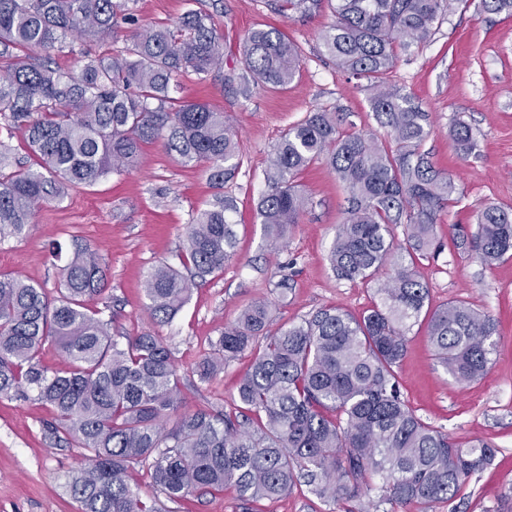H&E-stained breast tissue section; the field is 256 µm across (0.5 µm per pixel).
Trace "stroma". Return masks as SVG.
Returning <instances> with one entry per match:
<instances>
[{
	"label": "stroma",
	"instance_id": "1",
	"mask_svg": "<svg viewBox=\"0 0 512 512\" xmlns=\"http://www.w3.org/2000/svg\"><path fill=\"white\" fill-rule=\"evenodd\" d=\"M213 14L223 36L224 58L242 65V38L252 28L275 26L302 48V63L287 90L257 87L241 94L222 78L189 75L179 79L173 97L207 102L222 109L238 132L240 168L224 190L236 201L231 220L234 254L221 272L193 289L188 303L168 324L151 318L142 289L150 269L164 262L180 266L186 228L194 211L207 207L216 192L202 168L189 167L167 153L162 143L143 146L137 170L108 175L78 186L63 199L44 203L21 236L0 243V275L22 276L56 297L61 286L52 242L64 251L86 244L107 269L105 291L93 308L110 307L112 331L121 336L149 332L170 348L181 378L186 409L231 408L251 353L204 381L197 365L208 355L225 324L251 302H275V324L297 323L334 306L356 316L372 307L376 290L388 280L383 268L368 283L338 279L328 261L337 226L345 216L346 193L331 169L315 162L296 182L309 200L286 246L267 247L256 204L266 189L264 170L281 135L316 107L337 108L344 132L380 140L387 131L370 105V79L338 70L322 55L319 36L333 17L322 11L286 18L266 0H136L139 23L175 24L188 9ZM388 82L409 94L431 122L423 145L435 166L448 173L457 192L436 225L439 253L420 260L418 270L432 306L463 300L492 315L498 324L497 352L482 380L457 384L437 362L426 321L410 331L397 378L407 406L424 422L466 445L480 439L496 446L491 465L472 476L453 500L433 512H512V258L487 266L475 253L456 247L454 226L476 231V216L494 204L512 208V17L484 13L478 0H457L427 42L397 50ZM468 124L475 153L461 155L449 130ZM287 281L288 292L276 285ZM53 414L24 398H0V512H77L64 488L66 475L80 466V451L54 445L45 429ZM169 512H243L236 486L194 494L168 503ZM253 512H342L300 484L274 501L253 503Z\"/></svg>",
	"mask_w": 512,
	"mask_h": 512
}]
</instances>
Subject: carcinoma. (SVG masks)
I'll list each match as a JSON object with an SVG mask.
<instances>
[{
	"label": "carcinoma",
	"instance_id": "1",
	"mask_svg": "<svg viewBox=\"0 0 512 512\" xmlns=\"http://www.w3.org/2000/svg\"><path fill=\"white\" fill-rule=\"evenodd\" d=\"M130 2L0 0V168L9 165L7 141L18 136L36 158L34 168L0 172V240L22 235L43 202L136 169L145 143L160 141L184 165L204 166L220 188L238 170L237 133L224 111L170 96L179 76L223 70V37L212 15L190 9L173 26H140ZM452 2L271 0L288 18L330 9L334 20L320 36L324 52L339 70L371 79L372 110L390 140L343 133L336 112L323 109L289 127L270 154L257 203L264 237L274 249L285 244L306 207L296 176L322 161L348 194L329 253L336 276L367 282L386 264L393 275L360 318L325 307L272 332L273 303L252 302L224 326L198 370L209 380L253 352L233 408L184 409L161 338L144 332L122 343L112 336V319L88 305L106 284L105 266L90 247L66 256L63 291L54 300L19 277L0 276V397L31 395L49 406V439L81 449V467L65 482L78 512H163L159 499L140 495L138 466L149 468L170 502L222 491L228 481L246 503L272 501L304 482L335 504L375 491L382 502L418 503L431 512L492 462L497 449L488 443L462 446L422 422L402 398L395 372L406 336L428 306L417 261L437 251L438 217L456 186L422 150L429 114L385 76L396 47L426 42ZM480 4L512 15V0ZM122 23L136 31L119 54L93 51ZM74 39L86 44L77 65L57 66L52 55ZM242 45L245 71L228 69L224 83L244 92L252 82L284 90L297 77L302 50L280 29H252ZM451 136L461 154L476 150L468 124H455ZM235 209L220 194L192 217L183 253L190 276L167 264L148 273L146 307L158 323L185 306L196 281L224 269L236 243L229 217ZM456 244L488 266L503 259L512 253V209L484 208L477 231L458 230ZM496 334L495 319L464 301L429 315L439 363L462 384L487 373ZM47 344L66 357L65 369L38 359Z\"/></svg>",
	"mask_w": 512,
	"mask_h": 512
}]
</instances>
